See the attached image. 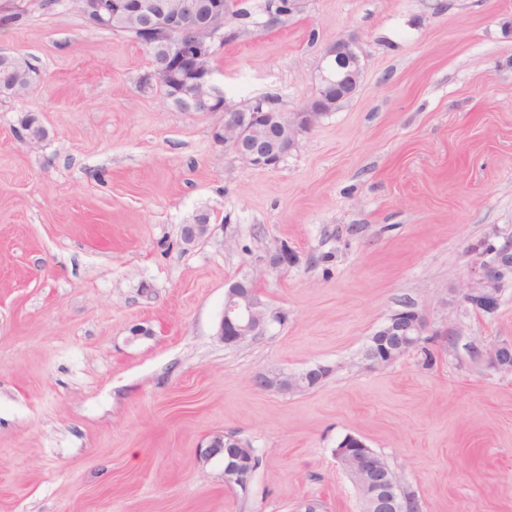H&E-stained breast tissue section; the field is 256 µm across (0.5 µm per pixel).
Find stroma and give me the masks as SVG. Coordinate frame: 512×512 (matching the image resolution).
<instances>
[{
    "label": "stroma",
    "mask_w": 512,
    "mask_h": 512,
    "mask_svg": "<svg viewBox=\"0 0 512 512\" xmlns=\"http://www.w3.org/2000/svg\"><path fill=\"white\" fill-rule=\"evenodd\" d=\"M225 30L227 99L288 112L326 46L356 44V95L276 169L215 143L220 115L139 88L144 48L70 0H0V48L35 69L28 93L0 95V512H360L335 455L348 434L420 512H512V375L480 356L512 341V283L490 316L459 292L472 246L512 239V0H303L277 26ZM202 213L209 237L183 248ZM280 245L296 265L263 264ZM240 279L278 319L228 347ZM406 301L459 340L431 339L429 365L415 350L364 367ZM319 364L331 374L304 393L251 384ZM222 433L260 458L246 488L199 457Z\"/></svg>",
    "instance_id": "stroma-1"
}]
</instances>
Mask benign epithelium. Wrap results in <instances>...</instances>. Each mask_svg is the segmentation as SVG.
<instances>
[{
    "instance_id": "1",
    "label": "benign epithelium",
    "mask_w": 512,
    "mask_h": 512,
    "mask_svg": "<svg viewBox=\"0 0 512 512\" xmlns=\"http://www.w3.org/2000/svg\"><path fill=\"white\" fill-rule=\"evenodd\" d=\"M230 0H80V15L99 29L124 25L129 15L141 19L140 30L146 36L144 46L162 47L159 60L143 78L147 86L162 91L174 90L175 82L190 80L191 112L222 114V122L213 127V140L224 146L251 168L259 171L278 167L281 160L298 145L299 137L312 130L319 120L356 93L362 73L360 57L354 44L338 39L327 45L324 57L330 61L314 92L298 111L287 112L256 102L231 104L217 97L213 80L214 43L224 28ZM210 234L209 216L201 214L194 223L180 228L182 244L193 247ZM489 245L475 250L477 259L472 276L462 284V303L476 312L493 314L507 281H512V242L496 248L495 259L485 260ZM262 262L286 268L296 262V255L286 246L269 251ZM274 315L257 295L253 281L231 283L224 298V310L218 336L226 345H238L264 335ZM428 331V324L413 306H405L388 316L377 335L375 345L385 348L380 355L372 348L362 361L368 368L392 363L413 348ZM485 366L493 373H512V343L502 341L490 346ZM327 368L310 367L298 374L265 371L253 378L261 391L302 393L311 390L316 375ZM201 460L223 459L224 486H246L254 466V452L234 435L214 436L199 449ZM343 468L353 480L362 502V512H402L400 484L381 465L378 454L359 437L350 436L339 455Z\"/></svg>"
}]
</instances>
